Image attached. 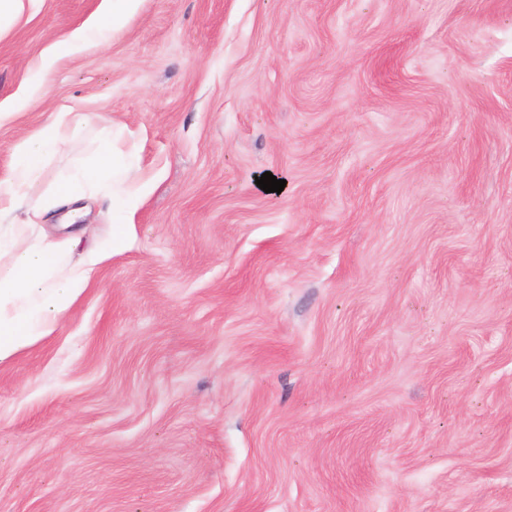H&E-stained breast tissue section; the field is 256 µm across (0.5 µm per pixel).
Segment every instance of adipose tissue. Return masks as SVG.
Returning <instances> with one entry per match:
<instances>
[{
	"instance_id": "1",
	"label": "adipose tissue",
	"mask_w": 512,
	"mask_h": 512,
	"mask_svg": "<svg viewBox=\"0 0 512 512\" xmlns=\"http://www.w3.org/2000/svg\"><path fill=\"white\" fill-rule=\"evenodd\" d=\"M138 3L139 0H111L108 14L93 28L77 32L74 42L96 45L115 36ZM84 120L81 114L70 123L58 117L25 138L17 147L10 175L0 179V362L61 323L84 291L94 263L90 257L74 260L73 251L81 241L77 234L63 244L41 241L20 247L18 227L7 223V216L21 210L42 217L52 207L64 206L74 195L106 181L112 186V245L117 248L127 241L131 213L152 188V180H131L136 157L116 151L118 132L113 129L101 142L94 165L76 170L50 195L32 193L46 159L69 146L71 123Z\"/></svg>"
}]
</instances>
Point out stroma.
<instances>
[{"mask_svg": "<svg viewBox=\"0 0 512 512\" xmlns=\"http://www.w3.org/2000/svg\"><path fill=\"white\" fill-rule=\"evenodd\" d=\"M28 0L0 178L80 112L155 177L0 364V512H512V0ZM34 105L19 107L20 99ZM285 180L281 193L255 183ZM111 8L108 14L100 19L93 28L79 31L70 42L92 43L98 45L109 37H114L124 27L128 17L136 10L139 0H109Z\"/></svg>", "mask_w": 512, "mask_h": 512, "instance_id": "1", "label": "stroma"}]
</instances>
